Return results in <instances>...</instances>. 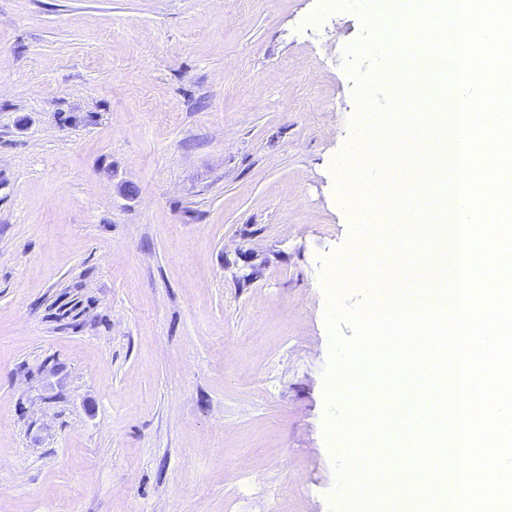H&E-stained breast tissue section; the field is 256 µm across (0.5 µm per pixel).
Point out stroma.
<instances>
[{"mask_svg": "<svg viewBox=\"0 0 512 512\" xmlns=\"http://www.w3.org/2000/svg\"><path fill=\"white\" fill-rule=\"evenodd\" d=\"M324 2L0 0V512H337Z\"/></svg>", "mask_w": 512, "mask_h": 512, "instance_id": "stroma-1", "label": "stroma"}]
</instances>
